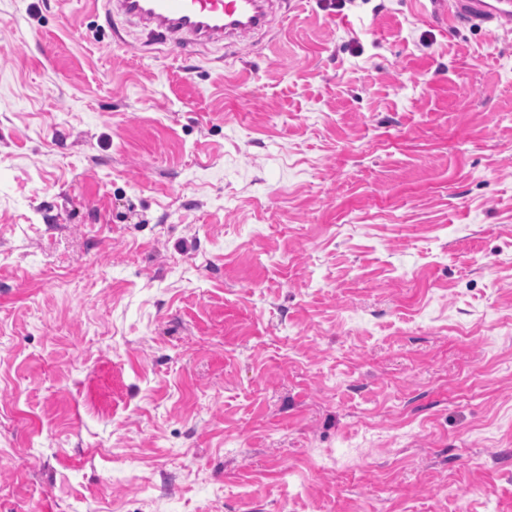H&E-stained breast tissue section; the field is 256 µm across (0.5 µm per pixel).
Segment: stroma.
<instances>
[{
	"mask_svg": "<svg viewBox=\"0 0 512 512\" xmlns=\"http://www.w3.org/2000/svg\"><path fill=\"white\" fill-rule=\"evenodd\" d=\"M322 3L0 0V512H512V28ZM105 18L121 14L151 26L158 40L177 45L186 38L234 45L233 39L268 28L277 3L273 0H93ZM227 45V46H228Z\"/></svg>",
	"mask_w": 512,
	"mask_h": 512,
	"instance_id": "stroma-1",
	"label": "stroma"
}]
</instances>
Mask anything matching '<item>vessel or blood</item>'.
Listing matches in <instances>:
<instances>
[{
  "mask_svg": "<svg viewBox=\"0 0 512 512\" xmlns=\"http://www.w3.org/2000/svg\"><path fill=\"white\" fill-rule=\"evenodd\" d=\"M440 18L495 31L512 25V0H430ZM105 16L120 14L149 26L158 40L179 44L240 39L272 23L274 0H93Z\"/></svg>",
  "mask_w": 512,
  "mask_h": 512,
  "instance_id": "b4317fda",
  "label": "vessel or blood"
}]
</instances>
